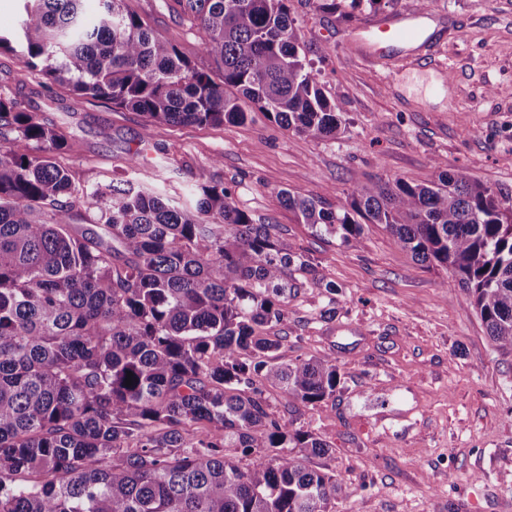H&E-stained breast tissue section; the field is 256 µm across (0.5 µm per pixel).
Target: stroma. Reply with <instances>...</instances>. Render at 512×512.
Wrapping results in <instances>:
<instances>
[{
	"label": "stroma",
	"instance_id": "1",
	"mask_svg": "<svg viewBox=\"0 0 512 512\" xmlns=\"http://www.w3.org/2000/svg\"><path fill=\"white\" fill-rule=\"evenodd\" d=\"M159 38L204 64L200 35L172 0H126ZM326 96L341 104L333 138L284 130L262 114L243 124L145 130L136 112L48 94L14 54L0 53V86L62 127V160L90 190L123 176L141 150L159 192L183 202L221 182L240 208L280 227V240L316 264L335 294L314 285L288 301L284 362L327 355L341 384L301 426L326 439L356 494L335 512H512V349L491 341L466 292L442 268L398 247L382 225L361 242L316 235L275 202L277 192L336 206L369 179L420 184L467 173L512 190V0H430L447 24L430 67L393 55L383 66L352 53L354 28L387 15L374 6L338 15L290 0ZM335 308L334 320L320 316Z\"/></svg>",
	"mask_w": 512,
	"mask_h": 512
}]
</instances>
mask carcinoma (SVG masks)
<instances>
[{"mask_svg": "<svg viewBox=\"0 0 512 512\" xmlns=\"http://www.w3.org/2000/svg\"><path fill=\"white\" fill-rule=\"evenodd\" d=\"M18 53L49 94L69 89L151 126L243 124L258 110L307 137L343 121L307 59L289 0H173L201 33L203 69L124 0H21ZM65 131L0 88V512H335L355 496L334 449L296 416L336 396L328 356L281 363L288 298L320 282L278 228L201 184L190 207L145 179L77 189ZM327 208L281 206L319 235L361 242L382 224L463 288L512 349V192L464 172L369 181ZM95 210L77 231L74 210ZM132 384H125L127 372ZM291 398L285 419L270 391Z\"/></svg>", "mask_w": 512, "mask_h": 512, "instance_id": "cac0c4a2", "label": "carcinoma"}]
</instances>
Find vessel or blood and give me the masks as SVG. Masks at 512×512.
Here are the masks:
<instances>
[{"instance_id": "1", "label": "vessel or blood", "mask_w": 512, "mask_h": 512, "mask_svg": "<svg viewBox=\"0 0 512 512\" xmlns=\"http://www.w3.org/2000/svg\"><path fill=\"white\" fill-rule=\"evenodd\" d=\"M432 19V14L409 8L360 24L353 31L352 42L356 52L373 63H385L391 51L402 48L418 65L423 61L420 47L432 41L428 33Z\"/></svg>"}]
</instances>
